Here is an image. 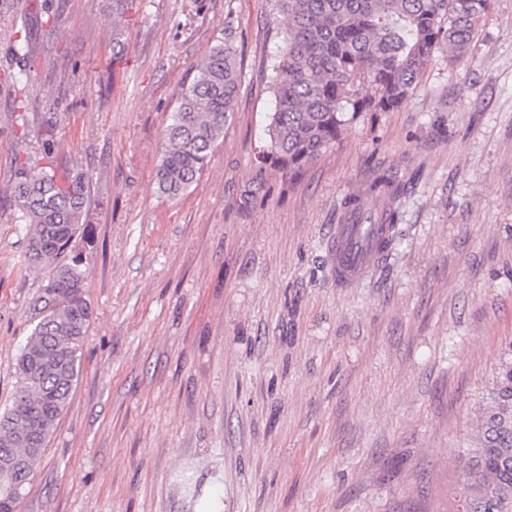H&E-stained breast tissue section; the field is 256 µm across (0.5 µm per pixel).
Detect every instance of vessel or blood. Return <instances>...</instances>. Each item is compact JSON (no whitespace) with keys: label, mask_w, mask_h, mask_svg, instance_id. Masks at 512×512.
<instances>
[{"label":"vessel or blood","mask_w":512,"mask_h":512,"mask_svg":"<svg viewBox=\"0 0 512 512\" xmlns=\"http://www.w3.org/2000/svg\"><path fill=\"white\" fill-rule=\"evenodd\" d=\"M332 256L338 284H355L382 259L373 233L360 224H337L332 230Z\"/></svg>","instance_id":"b4317fda"}]
</instances>
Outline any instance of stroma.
<instances>
[{"mask_svg": "<svg viewBox=\"0 0 512 512\" xmlns=\"http://www.w3.org/2000/svg\"><path fill=\"white\" fill-rule=\"evenodd\" d=\"M271 0H0V409L46 271L9 192L19 149L83 169L84 369L20 512H455L459 457L512 342V0L241 205L272 108ZM232 36L241 89L196 188L160 193L164 131ZM34 70L17 86L16 41ZM408 184L398 242L337 284L331 230L371 168Z\"/></svg>", "mask_w": 512, "mask_h": 512, "instance_id": "obj_1", "label": "stroma"}]
</instances>
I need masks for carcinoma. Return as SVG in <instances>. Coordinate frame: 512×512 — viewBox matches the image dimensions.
<instances>
[{
    "label": "carcinoma",
    "mask_w": 512,
    "mask_h": 512,
    "mask_svg": "<svg viewBox=\"0 0 512 512\" xmlns=\"http://www.w3.org/2000/svg\"><path fill=\"white\" fill-rule=\"evenodd\" d=\"M286 20L283 45L270 61L274 108L256 157L253 201L267 169L295 179L332 147L360 112L401 108L434 53L446 45L450 60L468 51L491 0H274ZM165 130L157 169L159 191L169 197L199 183L224 137L240 87L237 48L230 38L196 66ZM89 178L77 168L26 159L14 172L11 193L29 238L26 259L48 269L35 306L40 320L16 358L17 390L0 413V512H19L26 486L46 442L83 373V349L92 311L84 296L87 267L71 243L82 225ZM406 185L390 170L374 168L360 194L341 203L343 215L385 224L382 251L397 240V201ZM385 201L377 210L373 204ZM22 483L7 487L9 475ZM459 512H512V345L483 395L477 429L460 469Z\"/></svg>",
    "instance_id": "carcinoma-1"
}]
</instances>
